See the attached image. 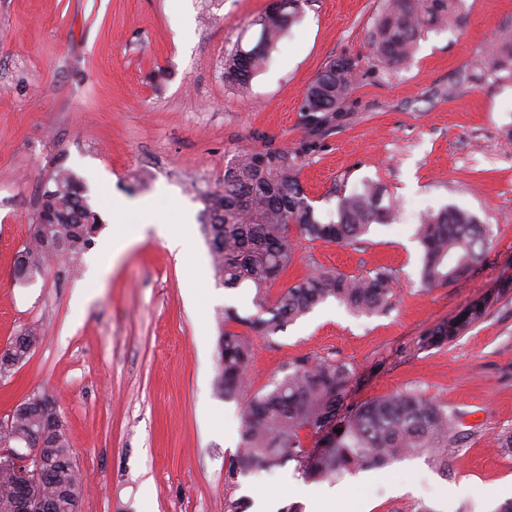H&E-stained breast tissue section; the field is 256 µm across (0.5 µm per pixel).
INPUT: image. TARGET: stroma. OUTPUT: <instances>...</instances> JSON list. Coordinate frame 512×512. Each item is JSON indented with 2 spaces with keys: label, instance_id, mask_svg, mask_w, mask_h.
<instances>
[{
  "label": "stroma",
  "instance_id": "stroma-1",
  "mask_svg": "<svg viewBox=\"0 0 512 512\" xmlns=\"http://www.w3.org/2000/svg\"><path fill=\"white\" fill-rule=\"evenodd\" d=\"M270 0H0V349L30 328L29 361L0 377V417L37 390L54 396L67 422L84 487L82 512H224V473L241 447L242 400L213 391L225 309L253 314L247 290L225 288L212 266L200 216L224 188V168L262 138L294 146L309 83L334 58L365 57L384 0H303L297 22L247 92L224 80V58L256 41L252 21ZM460 27L431 31L396 69L363 65L349 117L306 157L301 183L316 214L336 217L337 189L383 186L397 208L361 244L297 239L285 288L323 266L359 276L394 271L391 308L355 316L330 301L285 331L248 332L254 361L247 394L266 391L295 359L332 358L355 371L362 403L395 392L425 393L460 417L462 440L440 471L427 456L315 482L318 512H496L512 499V79L474 85L494 33L512 26V0H462ZM64 165L87 186L88 203L112 226V201L159 197L190 215L203 279L194 300L148 215L122 227L132 247L101 294L86 256L28 284L15 282L44 184ZM456 206L491 229L483 261L427 290L420 282L421 216ZM489 300L484 320L434 348L421 338ZM224 414L223 427L204 408ZM293 465L239 477L236 496L295 502Z\"/></svg>",
  "mask_w": 512,
  "mask_h": 512
}]
</instances>
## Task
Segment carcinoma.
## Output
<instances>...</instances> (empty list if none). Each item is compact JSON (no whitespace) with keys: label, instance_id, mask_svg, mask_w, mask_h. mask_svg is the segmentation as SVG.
<instances>
[{"label":"carcinoma","instance_id":"carcinoma-1","mask_svg":"<svg viewBox=\"0 0 512 512\" xmlns=\"http://www.w3.org/2000/svg\"><path fill=\"white\" fill-rule=\"evenodd\" d=\"M302 0H273L253 21L260 28L258 43L241 46L224 58V81L248 88L263 68L267 53L299 15ZM461 0H385L370 34V62L386 69L407 64L423 33L459 25ZM361 69V59H332L310 82L303 96L299 124L301 139L292 147L266 138L258 149L242 150L224 170V190L205 199L202 231L208 241L216 276L226 288H248L255 313L241 317L224 313L249 329L271 335L308 315L317 306L336 301L356 315H375L389 309L395 276L380 266L359 277L334 268L316 269L271 296L272 286L294 262L292 230L311 241L355 245L374 224H387L393 206L375 183L338 195L336 220L324 223L315 214L300 180L302 159L320 151L346 117L347 102ZM512 77V30L495 34L486 59L474 68L478 85ZM54 189L42 195L37 212L51 216L46 225L31 224V234L15 260L14 278L27 281V265L47 273L52 265L73 259L92 244L99 226L85 197V187L69 169L55 168ZM418 238L423 248L421 283L425 288L446 286L473 270L488 249L489 229L470 211L446 207L425 214ZM490 304L476 303L455 320L421 338V346H442L481 322ZM40 340L35 331L7 344L2 363L16 368L29 360ZM253 356L242 334L220 329L219 372L214 392L236 399ZM354 371L330 358L288 363L285 375L272 387L253 395L240 414L242 448L224 474L225 512H245L243 498L233 497L238 477L293 464L306 478L334 482L347 473L388 464L411 454L425 453L439 468L448 469V448L461 438L459 417L417 392L397 393L362 404L348 403ZM35 391L26 397L32 410L14 415L8 430L0 429V446L44 436L51 478L34 493L60 503L65 512L69 491L79 484L67 426L57 407H40ZM341 432H336V429ZM16 491L8 469L0 467V512H16Z\"/></svg>","mask_w":512,"mask_h":512}]
</instances>
